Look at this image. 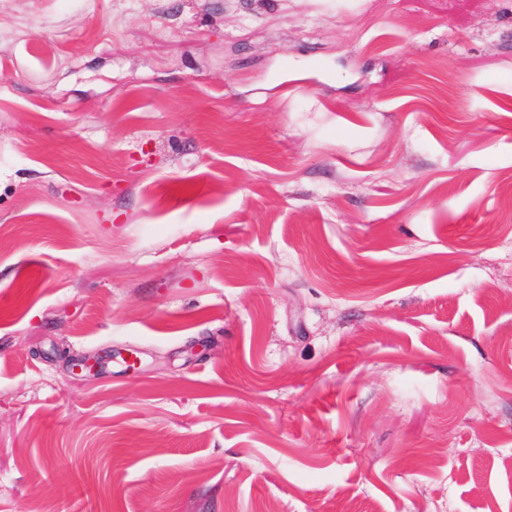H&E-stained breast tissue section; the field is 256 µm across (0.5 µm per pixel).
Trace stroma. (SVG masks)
I'll return each mask as SVG.
<instances>
[{
    "label": "stroma",
    "instance_id": "35a3bbf8",
    "mask_svg": "<svg viewBox=\"0 0 512 512\" xmlns=\"http://www.w3.org/2000/svg\"><path fill=\"white\" fill-rule=\"evenodd\" d=\"M510 176L512 0H0V512H512Z\"/></svg>",
    "mask_w": 512,
    "mask_h": 512
}]
</instances>
